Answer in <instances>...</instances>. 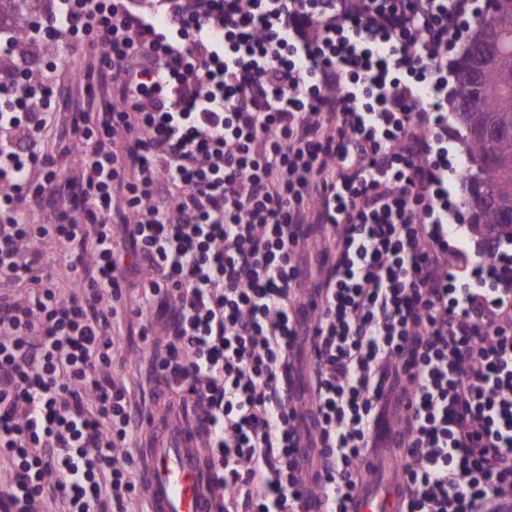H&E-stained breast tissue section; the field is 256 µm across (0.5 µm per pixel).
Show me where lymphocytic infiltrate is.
I'll return each instance as SVG.
<instances>
[{"instance_id":"1","label":"lymphocytic infiltrate","mask_w":512,"mask_h":512,"mask_svg":"<svg viewBox=\"0 0 512 512\" xmlns=\"http://www.w3.org/2000/svg\"><path fill=\"white\" fill-rule=\"evenodd\" d=\"M477 3L50 0L28 53L92 58L77 83L112 105L71 121L64 167L54 70L0 73V280L32 285L0 292V512L137 496L153 415L110 374L125 329L192 407L224 512H348L384 421L401 512H512V250L470 252L448 151ZM47 260L48 264L45 268V272L52 275L53 282L58 288V291L62 295L68 296L75 290L73 276L62 263L55 261V258L50 257Z\"/></svg>"}]
</instances>
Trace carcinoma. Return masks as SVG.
Instances as JSON below:
<instances>
[{
  "label": "carcinoma",
  "instance_id": "cac0c4a2",
  "mask_svg": "<svg viewBox=\"0 0 512 512\" xmlns=\"http://www.w3.org/2000/svg\"><path fill=\"white\" fill-rule=\"evenodd\" d=\"M466 43L496 45L483 59L461 50L452 68L456 80L450 104L467 128L466 164L460 181L470 191L485 190L488 203L472 214L471 231L486 244L512 240V0H486L482 17Z\"/></svg>",
  "mask_w": 512,
  "mask_h": 512
}]
</instances>
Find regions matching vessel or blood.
<instances>
[{
	"instance_id": "vessel-or-blood-1",
	"label": "vessel or blood",
	"mask_w": 512,
	"mask_h": 512,
	"mask_svg": "<svg viewBox=\"0 0 512 512\" xmlns=\"http://www.w3.org/2000/svg\"><path fill=\"white\" fill-rule=\"evenodd\" d=\"M195 441L191 427L157 424L141 452L149 512H220V499L210 489L213 474ZM383 464V473L364 476L352 512H400L398 461L388 456Z\"/></svg>"
}]
</instances>
